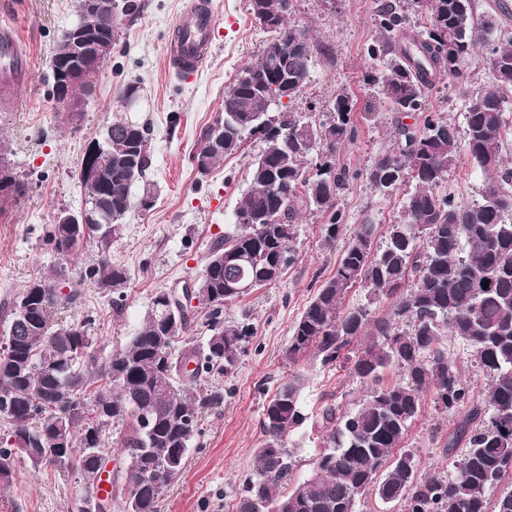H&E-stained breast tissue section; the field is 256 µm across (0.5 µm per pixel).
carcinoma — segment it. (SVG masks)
<instances>
[{
    "label": "carcinoma",
    "mask_w": 512,
    "mask_h": 512,
    "mask_svg": "<svg viewBox=\"0 0 512 512\" xmlns=\"http://www.w3.org/2000/svg\"><path fill=\"white\" fill-rule=\"evenodd\" d=\"M411 4L423 17L419 28L389 9L379 16L380 35L369 48L382 68L367 80L381 85L396 130L366 179L383 193L404 183L413 189L401 216L387 225L383 248L374 247V225L355 230L334 273L295 323L285 355L293 363L312 352L331 364L367 336L351 371L371 389L353 411L327 402L311 415L300 378L282 383L264 406L261 445L234 512H355L367 490L386 503L403 502L406 512H512V489L492 502L487 498L512 475V167L502 153L512 131L505 104V93L512 91V36L501 30L512 5L497 0L478 17L474 0ZM290 9L291 0H250L254 20L274 34L267 46L281 44L282 57L274 59L265 49L239 73L224 92L223 119L205 132L198 151L209 170L250 136L264 145L250 164L236 229L212 246L196 282L195 299L209 312L210 336L202 343L185 338L190 320L183 303L169 310L159 292L140 330L99 364L85 323L52 321L59 302H77L80 291L61 296L54 274L29 281L11 303L7 329L0 333V415L11 423L0 435V480L12 478L22 461L34 469L76 470L85 482L79 512H94L95 502L104 510L112 496L100 495L95 470L106 456L125 455L127 469L109 477L111 488L128 490L124 512H158L200 434V415L224 403V389L207 381L232 371L249 335L248 327L224 322V307L281 280L296 260L294 223L302 210L330 213L324 238L329 245L336 241V197L348 179L336 157L354 137L352 103L346 94L336 96L328 123L292 112L272 115L275 104L294 100L308 84L319 50L306 31L280 26ZM116 33L114 19L103 12L96 38ZM479 43L491 46L487 62L495 84L467 98L464 131L430 114L421 131L405 124L422 110L441 76L466 81L461 63ZM148 141L143 124L120 119L106 127L102 145L110 175L81 180L88 231L53 225L48 242L58 254L68 256L88 243L103 252L110 247L130 211L132 189L149 167ZM462 143L473 165L488 175L474 203L438 192L457 165ZM312 156L327 163L315 162L310 175L305 163ZM90 277L112 292V305L120 304L128 281L123 267L105 257ZM240 280L249 287L224 292L226 284ZM486 280L489 285H482ZM355 286L366 289L370 303L394 298L390 312L373 317L366 305L342 310ZM448 334L465 341L485 371V404L471 401L448 359L441 342ZM393 365L404 370V381L381 385V374ZM428 388L435 390L438 409L462 412L444 444L448 454L465 448L449 477H423L411 453L394 456ZM308 422L327 434V446L312 472L285 494L281 488L294 466L288 437ZM111 427L117 429L114 448L104 441Z\"/></svg>",
    "instance_id": "carcinoma-1"
}]
</instances>
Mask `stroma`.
Wrapping results in <instances>:
<instances>
[{
  "mask_svg": "<svg viewBox=\"0 0 512 512\" xmlns=\"http://www.w3.org/2000/svg\"><path fill=\"white\" fill-rule=\"evenodd\" d=\"M183 2L145 0L139 16L123 20L111 55L92 79L81 119L73 125L67 120L68 107L54 94L51 63L61 37L77 20L76 0H0V26L16 31L33 72L14 104L0 103V138L25 185L22 196L0 203V304L33 278L60 272L61 293L76 289L81 298L75 305L61 306L57 318L85 322L102 362L138 332L156 293L181 290L200 278L211 247L235 229L234 212L249 186V166L262 149L258 138H249L240 152L209 173L197 171L193 157L205 131L222 116L225 90L245 65L259 58L271 35L253 20L249 0H213L218 15L213 53L194 78H177L168 69L166 44ZM388 5L411 11L408 0H292L289 23L308 31L322 50L315 53L310 81L289 111L324 122L335 96L349 94L353 103L355 136L337 157L350 173L336 201L343 225L335 246L327 247L321 229L328 213L302 211L295 223L297 260L281 281L225 307L224 321L249 325L251 336L233 373L220 378L224 404L202 415L197 446L181 479L163 495L160 512H231L262 440L263 406L291 375L302 378L303 402L311 414L326 402L353 410L369 389L351 373V361L325 365L308 356L291 364L285 352L295 322L335 270L358 225L376 224L374 242L382 244L387 224L400 216L411 190L406 184L383 194L365 178L395 129V116L380 86L366 80L380 66L368 48L378 35L377 16ZM128 84L141 93L140 108L131 118L150 128V167L133 195L154 191L155 204L147 211L132 205L107 254L89 244L74 257H62L46 244V234L61 214L84 211L81 159L88 144L120 116V94ZM462 90L441 77L427 96L425 111L412 118L414 129H422L429 111L463 126ZM483 182L481 171L464 154L439 191L470 202ZM104 256L128 271L120 311L112 306L111 292L97 288L88 277ZM442 345L460 367L472 400L483 402L486 378L474 366L471 348L450 335ZM457 420V415L437 409L433 391L425 392L422 411L399 446L413 454L419 474L453 473L454 458L444 454L443 445ZM322 446L320 434L307 426L289 436L294 467L285 489L310 473ZM83 491L78 473L38 472L22 462L10 481L0 482V512H74Z\"/></svg>",
  "mask_w": 512,
  "mask_h": 512,
  "instance_id": "1",
  "label": "stroma"
}]
</instances>
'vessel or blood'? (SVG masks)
I'll return each instance as SVG.
<instances>
[{
  "label": "vessel or blood",
  "mask_w": 512,
  "mask_h": 512,
  "mask_svg": "<svg viewBox=\"0 0 512 512\" xmlns=\"http://www.w3.org/2000/svg\"><path fill=\"white\" fill-rule=\"evenodd\" d=\"M217 30V15L211 0H186L167 43L170 69L191 78L211 55ZM26 63L12 31L0 29V88L8 90L29 77Z\"/></svg>",
  "instance_id": "b4317fda"
}]
</instances>
